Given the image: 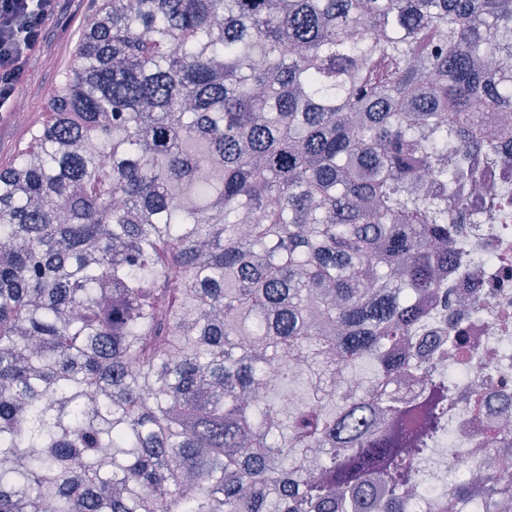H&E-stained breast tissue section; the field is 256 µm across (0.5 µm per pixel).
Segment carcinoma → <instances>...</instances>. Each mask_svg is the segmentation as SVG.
I'll return each instance as SVG.
<instances>
[{"instance_id":"obj_1","label":"carcinoma","mask_w":512,"mask_h":512,"mask_svg":"<svg viewBox=\"0 0 512 512\" xmlns=\"http://www.w3.org/2000/svg\"><path fill=\"white\" fill-rule=\"evenodd\" d=\"M477 107L512 113V0H102L0 168V512H507L423 467L464 368L417 340L465 350L448 264L512 224Z\"/></svg>"}]
</instances>
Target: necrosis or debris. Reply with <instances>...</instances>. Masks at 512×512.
Masks as SVG:
<instances>
[{"instance_id": "4bbe7bcc", "label": "necrosis or debris", "mask_w": 512, "mask_h": 512, "mask_svg": "<svg viewBox=\"0 0 512 512\" xmlns=\"http://www.w3.org/2000/svg\"><path fill=\"white\" fill-rule=\"evenodd\" d=\"M468 232L479 240L488 261L482 279L460 276L452 283L455 296L470 297L477 287L484 294L467 320L474 369L452 388L454 437L428 469L430 478L443 481L458 472L472 474L500 460L512 461V432L487 434L503 410H512V225L472 224Z\"/></svg>"}]
</instances>
